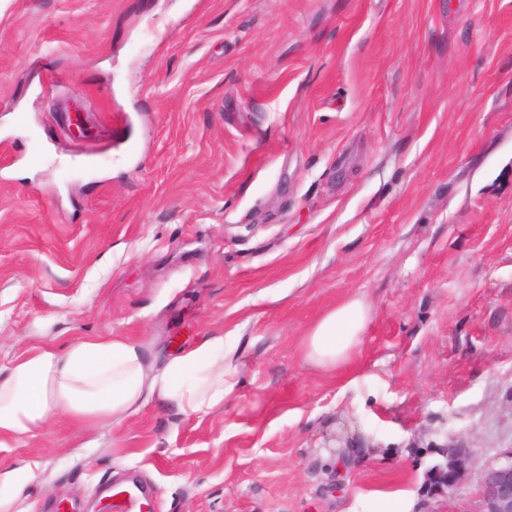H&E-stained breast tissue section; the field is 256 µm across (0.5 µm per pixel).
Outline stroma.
Wrapping results in <instances>:
<instances>
[{"label": "stroma", "mask_w": 512, "mask_h": 512, "mask_svg": "<svg viewBox=\"0 0 512 512\" xmlns=\"http://www.w3.org/2000/svg\"><path fill=\"white\" fill-rule=\"evenodd\" d=\"M356 293L347 373L303 366ZM102 335L247 368L208 415L1 451L42 462L36 512L134 481L151 512H477L426 473L512 450V0H0V371ZM371 318L369 303L351 296L325 311L301 336L297 353L314 372L336 376L361 347ZM442 461L427 472L429 487L440 492L451 493L460 487L479 464V455L472 448L448 447L441 449Z\"/></svg>", "instance_id": "stroma-1"}]
</instances>
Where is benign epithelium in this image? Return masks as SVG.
Instances as JSON below:
<instances>
[{
  "label": "benign epithelium",
  "mask_w": 512,
  "mask_h": 512,
  "mask_svg": "<svg viewBox=\"0 0 512 512\" xmlns=\"http://www.w3.org/2000/svg\"><path fill=\"white\" fill-rule=\"evenodd\" d=\"M442 461L427 472L429 487L451 493L460 487L474 470H479V512H512V451L479 464L472 448L443 446Z\"/></svg>",
  "instance_id": "obj_1"
}]
</instances>
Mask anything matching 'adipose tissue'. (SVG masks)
Here are the masks:
<instances>
[{
    "label": "adipose tissue",
    "mask_w": 512,
    "mask_h": 512,
    "mask_svg": "<svg viewBox=\"0 0 512 512\" xmlns=\"http://www.w3.org/2000/svg\"><path fill=\"white\" fill-rule=\"evenodd\" d=\"M371 318L369 303L351 296L325 311L301 336L297 353L314 372L333 376L348 367ZM245 366L237 341L211 336L155 367L140 340L88 336L59 349L35 345L0 377V449L40 435L53 418L75 434L129 420L149 403L202 416L236 393ZM40 460L0 468V512H32L27 485L38 483Z\"/></svg>",
    "instance_id": "1"
}]
</instances>
